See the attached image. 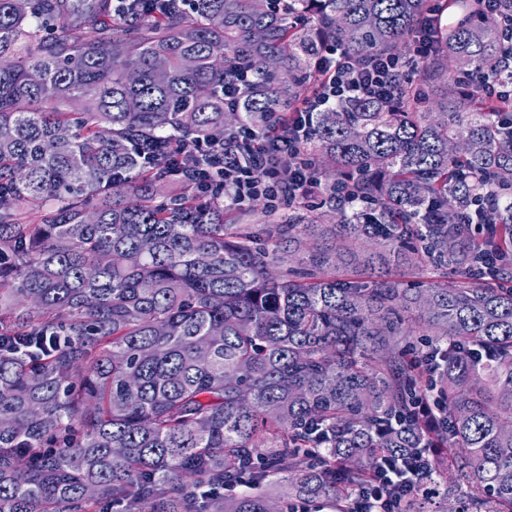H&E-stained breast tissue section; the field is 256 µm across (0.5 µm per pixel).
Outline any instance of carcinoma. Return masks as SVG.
<instances>
[{
  "instance_id": "carcinoma-1",
  "label": "carcinoma",
  "mask_w": 512,
  "mask_h": 512,
  "mask_svg": "<svg viewBox=\"0 0 512 512\" xmlns=\"http://www.w3.org/2000/svg\"><path fill=\"white\" fill-rule=\"evenodd\" d=\"M447 9L419 83L316 114L335 219L226 224L194 146L286 122L325 44L409 52L424 0H0V512H351L427 450L396 512H512V100L458 89L512 61ZM432 466L429 456L421 453L409 462L406 469H399L387 462L379 463L372 471L369 486L364 487L353 502L355 512H394V503L384 498L392 484H403L413 489L415 480Z\"/></svg>"
}]
</instances>
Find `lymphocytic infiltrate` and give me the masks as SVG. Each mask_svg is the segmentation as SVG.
I'll return each instance as SVG.
<instances>
[{"label":"lymphocytic infiltrate","mask_w":512,"mask_h":512,"mask_svg":"<svg viewBox=\"0 0 512 512\" xmlns=\"http://www.w3.org/2000/svg\"><path fill=\"white\" fill-rule=\"evenodd\" d=\"M401 68L396 56L380 55L361 61L339 47H328L314 65V92L289 113L285 124L266 130L246 127L224 144L205 145L203 151L209 155L210 163L190 167V178L204 190H211V172L218 168L224 172L225 203L237 207L262 197L273 209L292 207L307 195L313 183L312 172L303 159L313 114L345 100L392 99L395 75ZM431 466L430 457L424 454L404 469L379 463L369 486L356 497L353 512H395L393 502L385 497L387 487L414 485Z\"/></svg>","instance_id":"obj_1"}]
</instances>
